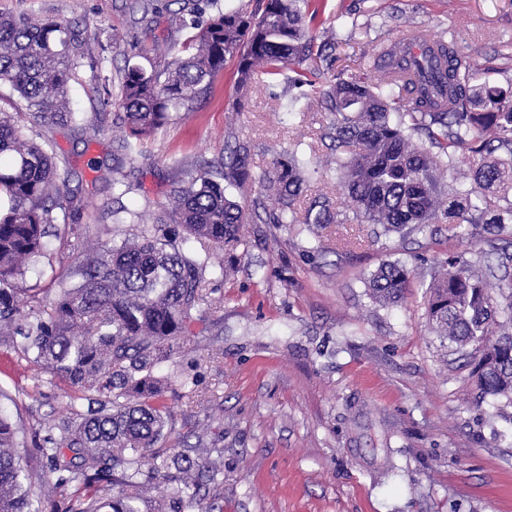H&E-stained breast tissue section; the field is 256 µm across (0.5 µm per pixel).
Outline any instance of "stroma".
Returning <instances> with one entry per match:
<instances>
[{
	"label": "stroma",
	"mask_w": 512,
	"mask_h": 512,
	"mask_svg": "<svg viewBox=\"0 0 512 512\" xmlns=\"http://www.w3.org/2000/svg\"><path fill=\"white\" fill-rule=\"evenodd\" d=\"M151 27L139 0H0L2 14L64 17L89 25L105 47L83 61L70 84L71 108L87 130L38 128L63 161L81 209L70 232L50 238L25 284L37 314L61 284L78 280L86 244L134 236L153 225L174 180L218 164L237 142L251 144L260 175L286 151L312 154L317 169L299 206L315 194L332 202L333 224H245L248 251L227 278L209 280L216 305L204 309L184 352L158 372L195 370L193 397L169 395L166 447L198 448L224 473L203 481L200 512H512V405L481 398L460 354L426 320L429 285L448 253L478 261L482 228L457 237L445 224L424 232L378 234L358 224L336 176V149L318 133L328 113L286 112L284 82L250 90L234 111L236 63L228 61L193 111L177 112L129 161L116 110L104 104L101 78L116 80L153 45L179 38L178 0H153ZM446 33L467 55L473 81L512 86V0H324L316 33L336 31L339 67L364 70L397 26ZM121 172L132 189L113 191L89 159ZM122 209L123 222H112ZM113 225L106 234L105 225ZM413 276L394 306L373 301L365 282L380 264ZM35 366L0 345V414L19 430L18 451L33 482L44 473L37 443L69 414L60 389L25 396Z\"/></svg>",
	"instance_id": "35a3bbf8"
}]
</instances>
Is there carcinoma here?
<instances>
[{
    "label": "carcinoma",
    "instance_id": "carcinoma-1",
    "mask_svg": "<svg viewBox=\"0 0 512 512\" xmlns=\"http://www.w3.org/2000/svg\"><path fill=\"white\" fill-rule=\"evenodd\" d=\"M312 0H240L224 9L220 0H185L179 24L188 31L165 47L163 68L127 65L117 94L102 85L104 103L117 119L134 156L172 114L193 109L224 70L237 61V96L244 106L252 86L286 76L281 107L306 112L318 104L331 114L320 140L351 151L337 171L359 224L384 231H424L432 224L485 225L489 234L512 223V206L492 211L486 194H512V92L471 84V65L453 43L413 57L412 71L395 67L381 53L372 68L378 82L336 69L341 42L317 39ZM97 36L74 20L0 14V83L9 84L26 111L0 108V339L20 349L30 364L62 383L71 412L57 434L37 448L52 489L68 499L66 512H196L199 479L217 467L184 451L163 448L170 410L166 394L178 385L193 393L196 379L182 373L159 376L190 335L193 312L213 306L206 278L215 274L209 249L224 251L227 264L244 245L240 227L254 220L256 187L278 184L271 224H332L329 198L320 194L297 211L311 156L286 153L273 173L258 179L248 169L250 146L236 144L224 171L197 169L177 179L172 207L135 240L88 253L79 281L60 288L34 319L20 313L18 295L28 264L44 254L47 239L61 233L53 211L74 210L75 195L59 172L53 147L25 128L76 123L68 87L84 58H93ZM469 165L470 185L441 175ZM181 227L175 237L167 225ZM194 240L200 251L183 244ZM501 248L497 265L480 270L465 254L452 253L429 286L427 314L435 332L467 350L480 393L512 405V333L503 330L500 308L488 294V277L507 267ZM411 271L382 263L366 282L376 302H400ZM87 411H81L82 407ZM17 430L0 416V512H31L32 482L17 453ZM174 486L167 498L145 495L146 486Z\"/></svg>",
    "mask_w": 512,
    "mask_h": 512
}]
</instances>
